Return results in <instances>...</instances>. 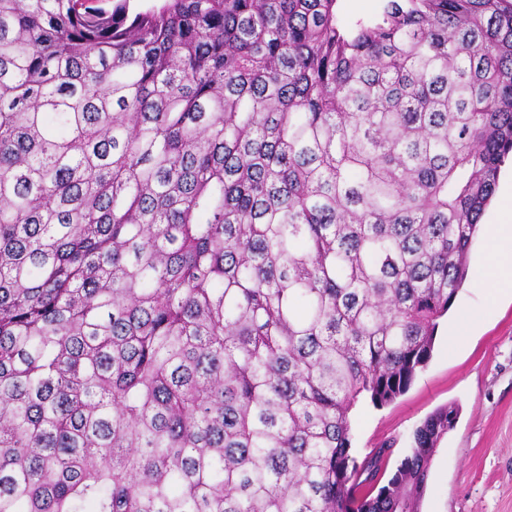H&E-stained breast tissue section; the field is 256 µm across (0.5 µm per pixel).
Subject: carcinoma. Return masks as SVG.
<instances>
[{"label": "carcinoma", "instance_id": "1", "mask_svg": "<svg viewBox=\"0 0 512 512\" xmlns=\"http://www.w3.org/2000/svg\"><path fill=\"white\" fill-rule=\"evenodd\" d=\"M0 0V512H422L378 489L512 154V0ZM338 15L347 25L369 21L377 17L383 6L382 0H338ZM353 4L354 6H349Z\"/></svg>", "mask_w": 512, "mask_h": 512}]
</instances>
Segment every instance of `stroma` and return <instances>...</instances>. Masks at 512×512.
Listing matches in <instances>:
<instances>
[{"mask_svg": "<svg viewBox=\"0 0 512 512\" xmlns=\"http://www.w3.org/2000/svg\"><path fill=\"white\" fill-rule=\"evenodd\" d=\"M485 239L469 255L468 278L441 319L433 355L407 393L380 409L352 411L357 458L382 444L392 460L436 407H460L436 453L422 512H512V297L490 300L484 286Z\"/></svg>", "mask_w": 512, "mask_h": 512, "instance_id": "35a3bbf8", "label": "stroma"}]
</instances>
